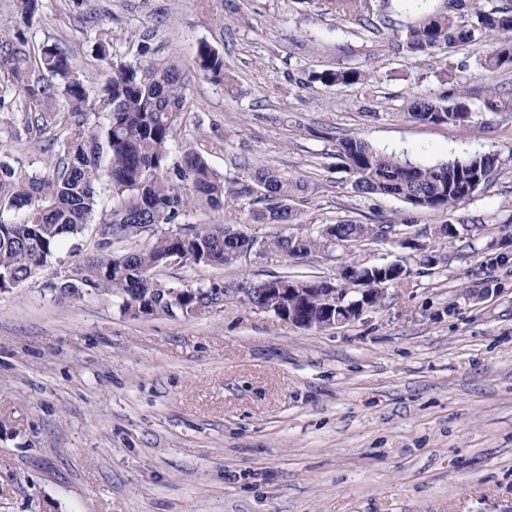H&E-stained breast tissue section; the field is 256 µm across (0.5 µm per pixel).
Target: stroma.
<instances>
[{"mask_svg":"<svg viewBox=\"0 0 512 512\" xmlns=\"http://www.w3.org/2000/svg\"><path fill=\"white\" fill-rule=\"evenodd\" d=\"M375 35L323 0H38L30 21L0 0V21L29 46L55 42L88 85L105 72L93 48L146 54L188 71L194 109L180 144L204 139L226 179L267 165L307 181L305 234L341 219L389 224L433 251L390 240L356 248L365 265L410 270L381 303L335 328L305 329L234 293L277 273L337 282L340 262L250 257L163 266L156 278L219 283L223 309L186 319L132 315L118 300L61 303L46 289L74 255L100 253L94 229L0 293V512H512V68L486 72L482 40L435 56L400 47L402 29L446 0H371ZM224 56V85L200 75V45ZM368 68V82L313 75ZM467 90L469 128L405 116L412 98ZM23 103L0 109V148L40 168L55 132L33 140ZM356 136L422 165L490 154L491 184L458 208L416 209L354 192L336 142ZM459 226L434 242L427 229Z\"/></svg>","mask_w":512,"mask_h":512,"instance_id":"1","label":"stroma"}]
</instances>
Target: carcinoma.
<instances>
[{
  "label": "carcinoma",
  "instance_id": "carcinoma-1",
  "mask_svg": "<svg viewBox=\"0 0 512 512\" xmlns=\"http://www.w3.org/2000/svg\"><path fill=\"white\" fill-rule=\"evenodd\" d=\"M339 15L361 17L372 33L382 28L371 13V0H325ZM153 32L136 43L138 59L116 61L104 43L96 58L112 69L95 97L76 72L72 57L56 43L31 49L15 26L0 22V105L5 95L22 98L26 130L44 133L59 127L67 135L61 148L32 173L17 170L0 151V289L27 279L51 260L58 248L77 238L90 224H108L112 237L142 232L154 236L152 246L135 249L122 259L107 253L82 259L47 284L57 288L54 299L73 301L75 288H98L121 301L130 311V289L152 280L156 288L171 284L151 279L169 254L180 252L190 266L237 261L238 249L248 244L242 224H185L192 210H223L244 197H257L263 207L252 211L257 224H299L293 207L308 184L278 169L260 166L246 179L228 181L209 165L202 142L176 147L177 127L191 111L186 75L177 64L145 60ZM484 38L496 44L484 69L496 71L512 64V9L485 10L479 0H448L444 11L426 15L409 26L406 47L429 54L443 46ZM196 68L216 81H227L224 57L207 44L199 47ZM370 73L360 67L326 70L315 76L324 85L363 83ZM63 98L71 115L57 107ZM104 114L105 122L87 125L88 113ZM406 115L417 122L470 125L472 111L462 101L449 103L425 98L410 101ZM337 156L350 174L355 192L393 196L429 210L457 208L470 198L463 183L477 179V189L489 181L495 158L475 154L463 160L422 166L375 150L356 136L340 139ZM112 196L108 210L99 208L103 193ZM176 224L177 230H162ZM276 235L263 241L266 251L287 256H318L331 243L324 236Z\"/></svg>",
  "mask_w": 512,
  "mask_h": 512
}]
</instances>
